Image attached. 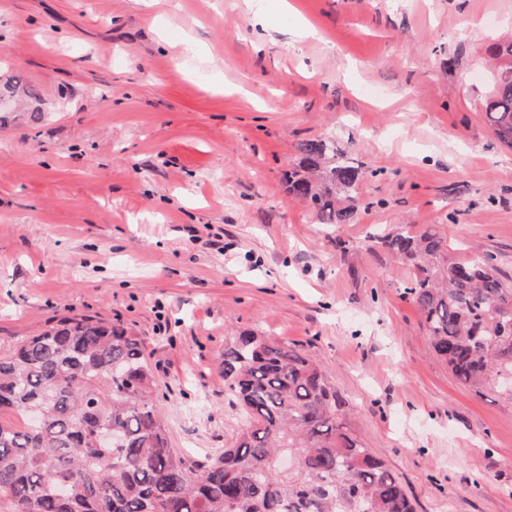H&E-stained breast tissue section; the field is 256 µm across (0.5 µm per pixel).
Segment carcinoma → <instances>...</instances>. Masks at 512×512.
I'll return each instance as SVG.
<instances>
[{"instance_id": "cac0c4a2", "label": "carcinoma", "mask_w": 512, "mask_h": 512, "mask_svg": "<svg viewBox=\"0 0 512 512\" xmlns=\"http://www.w3.org/2000/svg\"><path fill=\"white\" fill-rule=\"evenodd\" d=\"M483 111L512 149V38L489 47ZM288 192L320 224H351L363 176L328 139L301 143ZM413 269L403 286L434 353L479 397L512 403V280L492 254L457 262L433 229L378 230ZM224 385L245 425L198 462L172 448L143 343L120 322L68 314L0 348V506L6 512H415L400 478L362 446L319 364L254 332L225 337ZM292 454L283 474L278 458Z\"/></svg>"}]
</instances>
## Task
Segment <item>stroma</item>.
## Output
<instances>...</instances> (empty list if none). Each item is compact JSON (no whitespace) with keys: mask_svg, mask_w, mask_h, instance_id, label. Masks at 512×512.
<instances>
[{"mask_svg":"<svg viewBox=\"0 0 512 512\" xmlns=\"http://www.w3.org/2000/svg\"><path fill=\"white\" fill-rule=\"evenodd\" d=\"M0 0V343L73 311L121 321L171 445L234 443L224 338L295 343L417 512H512V404L464 388L373 228L435 227L512 277V149L483 102L512 0ZM378 177L318 223L283 170L306 140Z\"/></svg>","mask_w":512,"mask_h":512,"instance_id":"1","label":"stroma"}]
</instances>
